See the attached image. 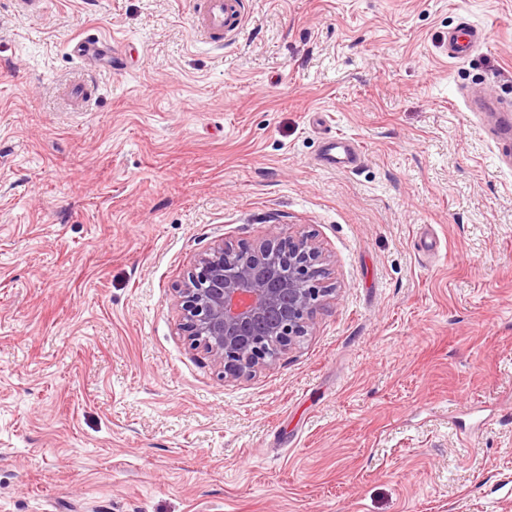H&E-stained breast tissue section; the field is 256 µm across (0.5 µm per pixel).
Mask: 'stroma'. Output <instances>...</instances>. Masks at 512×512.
Listing matches in <instances>:
<instances>
[{"instance_id":"35a3bbf8","label":"stroma","mask_w":512,"mask_h":512,"mask_svg":"<svg viewBox=\"0 0 512 512\" xmlns=\"http://www.w3.org/2000/svg\"><path fill=\"white\" fill-rule=\"evenodd\" d=\"M0 0V512H512V0ZM487 40L448 58V31ZM128 41L82 106L78 37ZM326 123H313V112ZM359 141L350 173L313 164ZM312 234L333 298L228 382L173 290L222 240ZM243 0H193L191 22L196 36L218 43L243 20ZM468 103L473 112L485 116L487 124L494 130L495 142L506 146L512 138V113L508 103L488 98L481 93L468 97ZM363 156L359 142L353 138L328 133L317 157V165L324 170L352 171Z\"/></svg>"}]
</instances>
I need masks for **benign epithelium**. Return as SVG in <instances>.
<instances>
[{"label": "benign epithelium", "instance_id": "obj_1", "mask_svg": "<svg viewBox=\"0 0 512 512\" xmlns=\"http://www.w3.org/2000/svg\"><path fill=\"white\" fill-rule=\"evenodd\" d=\"M335 288L327 258L307 235L222 241L196 260L176 289L181 329L223 369L250 377L308 334Z\"/></svg>", "mask_w": 512, "mask_h": 512}]
</instances>
